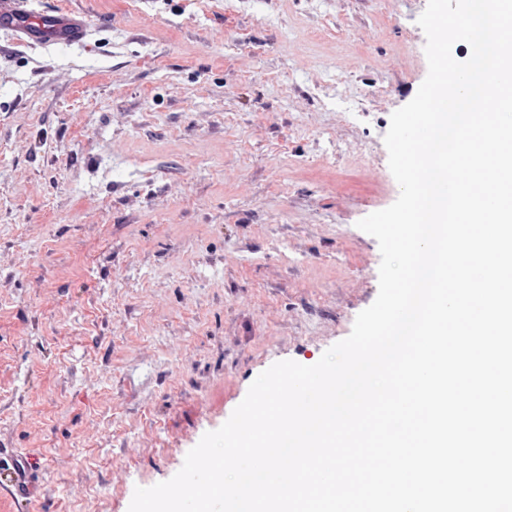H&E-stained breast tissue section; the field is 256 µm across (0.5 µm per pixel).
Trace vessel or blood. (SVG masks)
Here are the masks:
<instances>
[{
    "label": "vessel or blood",
    "instance_id": "1",
    "mask_svg": "<svg viewBox=\"0 0 512 512\" xmlns=\"http://www.w3.org/2000/svg\"><path fill=\"white\" fill-rule=\"evenodd\" d=\"M0 24L10 26L25 42L67 44L85 36L80 22L66 12L50 9L31 19L27 0H0Z\"/></svg>",
    "mask_w": 512,
    "mask_h": 512
}]
</instances>
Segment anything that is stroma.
I'll use <instances>...</instances> for the list:
<instances>
[{
  "label": "stroma",
  "mask_w": 512,
  "mask_h": 512,
  "mask_svg": "<svg viewBox=\"0 0 512 512\" xmlns=\"http://www.w3.org/2000/svg\"><path fill=\"white\" fill-rule=\"evenodd\" d=\"M0 26V468L34 512H128L274 363L378 294L357 226L424 81L427 0H30ZM27 1L0 2V24L10 26L21 41L67 44L85 37L81 23L66 12L50 9L42 13L37 20H32Z\"/></svg>",
  "instance_id": "35a3bbf8"
}]
</instances>
